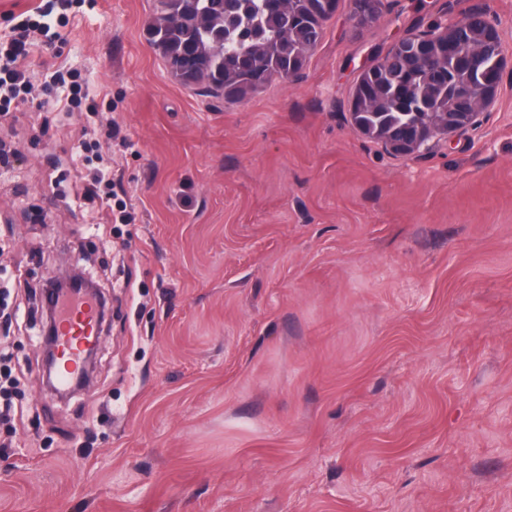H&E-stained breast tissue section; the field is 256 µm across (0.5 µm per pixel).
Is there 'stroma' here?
Wrapping results in <instances>:
<instances>
[{
	"mask_svg": "<svg viewBox=\"0 0 512 512\" xmlns=\"http://www.w3.org/2000/svg\"><path fill=\"white\" fill-rule=\"evenodd\" d=\"M482 5L350 0L305 68L240 102L201 95L146 39L157 0L72 6L61 60L100 124L93 166L134 220L55 202L76 162L55 97L0 120V263L20 310L0 403V512H512V69L469 134L394 155L356 132L360 67ZM120 302L92 387L41 380L48 270Z\"/></svg>",
	"mask_w": 512,
	"mask_h": 512,
	"instance_id": "obj_1",
	"label": "stroma"
}]
</instances>
